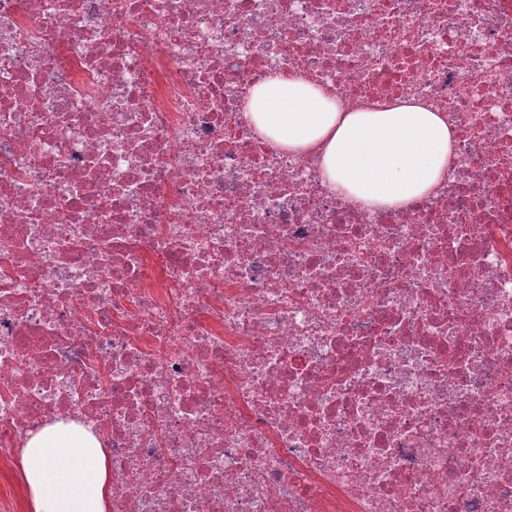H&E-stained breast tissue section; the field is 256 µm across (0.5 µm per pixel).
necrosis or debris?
Wrapping results in <instances>:
<instances>
[{
  "mask_svg": "<svg viewBox=\"0 0 512 512\" xmlns=\"http://www.w3.org/2000/svg\"><path fill=\"white\" fill-rule=\"evenodd\" d=\"M277 75L447 178L339 197ZM55 419L112 512H512V0H0V462ZM249 117L261 135L290 151L322 146L330 189L365 207H399L432 193L453 161L440 112L405 103L384 112H341L326 90L298 77L258 84Z\"/></svg>",
  "mask_w": 512,
  "mask_h": 512,
  "instance_id": "necrosis-or-debris-1",
  "label": "necrosis or debris"
}]
</instances>
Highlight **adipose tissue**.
I'll list each match as a JSON object with an SVG mask.
<instances>
[{
    "instance_id": "1",
    "label": "adipose tissue",
    "mask_w": 512,
    "mask_h": 512,
    "mask_svg": "<svg viewBox=\"0 0 512 512\" xmlns=\"http://www.w3.org/2000/svg\"><path fill=\"white\" fill-rule=\"evenodd\" d=\"M249 117L258 132L295 152L321 147L330 189L366 207H399L432 193L453 161L440 113L418 104L344 112L326 90L297 77L258 84ZM19 468L29 512H111L112 475L100 441L56 420L27 439Z\"/></svg>"
}]
</instances>
